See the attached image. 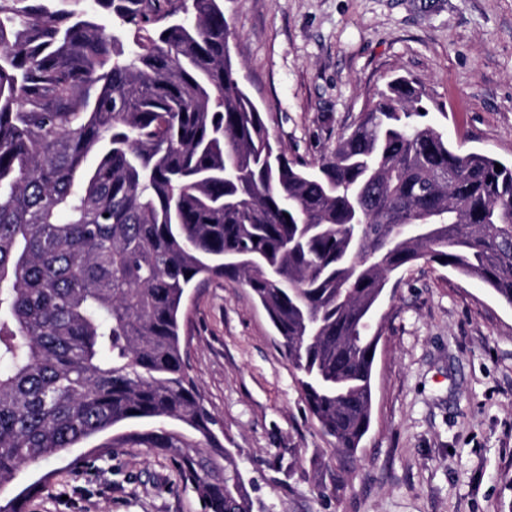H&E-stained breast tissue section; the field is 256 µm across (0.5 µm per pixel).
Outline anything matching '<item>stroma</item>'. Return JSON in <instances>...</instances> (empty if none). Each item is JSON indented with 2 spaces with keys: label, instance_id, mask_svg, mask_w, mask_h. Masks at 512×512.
<instances>
[{
  "label": "stroma",
  "instance_id": "obj_1",
  "mask_svg": "<svg viewBox=\"0 0 512 512\" xmlns=\"http://www.w3.org/2000/svg\"><path fill=\"white\" fill-rule=\"evenodd\" d=\"M240 81L290 155L328 154L397 76L423 82L453 146L512 162V0H223ZM370 430L338 453L245 283L190 289V375L250 481L254 512H512V307L418 262L379 308ZM23 471L30 512H204L145 448ZM78 466H70V458Z\"/></svg>",
  "mask_w": 512,
  "mask_h": 512
}]
</instances>
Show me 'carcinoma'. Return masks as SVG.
<instances>
[{
  "mask_svg": "<svg viewBox=\"0 0 512 512\" xmlns=\"http://www.w3.org/2000/svg\"><path fill=\"white\" fill-rule=\"evenodd\" d=\"M230 34L223 0H0V490L110 430L92 453L148 448L206 512H253L184 358L195 283L251 289L350 456L393 273L435 262L512 306V165L456 151L405 77L316 164L290 159Z\"/></svg>",
  "mask_w": 512,
  "mask_h": 512,
  "instance_id": "1",
  "label": "carcinoma"
}]
</instances>
